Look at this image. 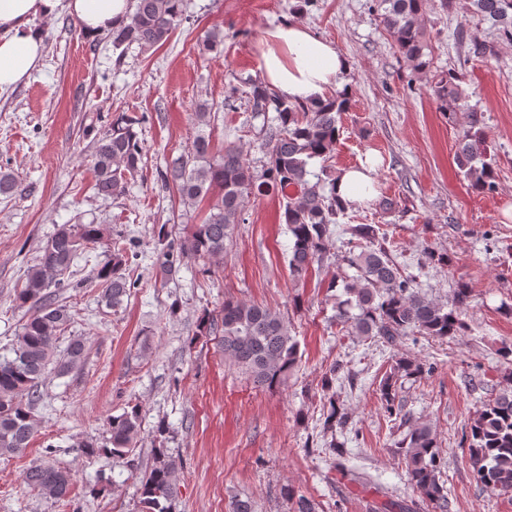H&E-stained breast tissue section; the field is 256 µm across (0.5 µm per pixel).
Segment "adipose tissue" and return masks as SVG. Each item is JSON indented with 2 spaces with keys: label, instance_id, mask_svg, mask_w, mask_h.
<instances>
[{
  "label": "adipose tissue",
  "instance_id": "adipose-tissue-1",
  "mask_svg": "<svg viewBox=\"0 0 512 512\" xmlns=\"http://www.w3.org/2000/svg\"><path fill=\"white\" fill-rule=\"evenodd\" d=\"M63 11L93 35L125 22L131 0H0V92L26 82L42 60L44 37L34 26L35 19L52 18ZM263 42L262 78L292 101L325 98L349 69L346 57L332 43L298 23L265 30ZM377 164L369 156L359 167L342 171L336 182L338 196L352 206L371 200L376 194Z\"/></svg>",
  "mask_w": 512,
  "mask_h": 512
}]
</instances>
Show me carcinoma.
I'll use <instances>...</instances> for the list:
<instances>
[{
    "mask_svg": "<svg viewBox=\"0 0 512 512\" xmlns=\"http://www.w3.org/2000/svg\"><path fill=\"white\" fill-rule=\"evenodd\" d=\"M376 11L402 59L414 71L430 68L426 60V5L428 0H375ZM472 12L491 25L494 37L512 44V0H470ZM185 0H135L134 11L120 27L107 30L106 38L115 49L136 45L154 48L169 38L187 20ZM454 44L463 51L458 67L432 74L430 89L443 112L456 111L460 96L462 68L471 58L496 53L495 44L467 37L463 29L453 33ZM224 44V31L215 25L202 41V49L215 51ZM248 105L255 114L277 112V125L265 130L262 148L266 162L256 172L232 143L224 152L211 155L209 137L199 134L191 149L174 159L162 173L164 184L172 187L181 202L193 206L207 198L208 211L192 225L190 234L175 243L158 231L162 270L190 257L217 258L224 254L235 227L245 222L244 203L251 195L279 197L282 218L293 238L288 267L295 280L304 278L314 264L329 254L333 226L347 217L348 208L336 197L339 172L330 164L339 139L338 117L350 110L351 98L338 91L317 105L290 102L271 92L262 83L248 80ZM139 119L121 114L109 130L98 138L93 154V188L97 195L110 198L125 193L128 178L137 173L142 146L134 125ZM484 115L474 109L468 114V128L459 139L455 154L458 169L472 190L491 193L496 187L493 163L485 158ZM321 160L319 171L309 170L310 161ZM350 235L349 250L341 261L356 270L344 282V298L336 302V321L353 336L373 337L393 344L417 332L446 338L463 330L457 308L469 294L464 283L454 289V306L447 307L423 296L412 276L404 275L385 244L378 242L379 228L373 224H350L343 229ZM101 235L96 224H61L42 247L41 255L29 271L23 288L16 295L19 304L32 314L12 345V356H0V456L26 448L37 432L33 407L41 399V386L52 362L54 343L71 320L69 308L53 297L51 287L64 276L89 246ZM126 248H113L111 258L99 268L104 285L103 299L111 308L123 304L133 283L125 275ZM203 333H220L224 358L248 372L260 385L272 387L288 379L299 361L297 340L277 314L257 304L226 301L219 317L202 321ZM433 367L416 358L401 355L379 385L388 414L399 412L397 381L431 373ZM407 431L397 448L411 484L420 492L421 502L391 500L372 512H418L424 504L432 512H450L448 488L441 480L442 460L431 428L403 419ZM109 438L100 446L93 441L79 444L88 458L100 454L126 461L131 459L132 443L141 425L138 405L108 419ZM349 416L342 404L328 402L324 429L343 432ZM468 457L473 472L487 489L512 493V387L482 402L481 409L465 431ZM177 465L165 448L154 449L150 470L139 478L142 512H172ZM71 474L53 464L29 468L23 483L30 489L57 500L68 497Z\"/></svg>",
    "mask_w": 512,
    "mask_h": 512,
    "instance_id": "1",
    "label": "carcinoma"
}]
</instances>
